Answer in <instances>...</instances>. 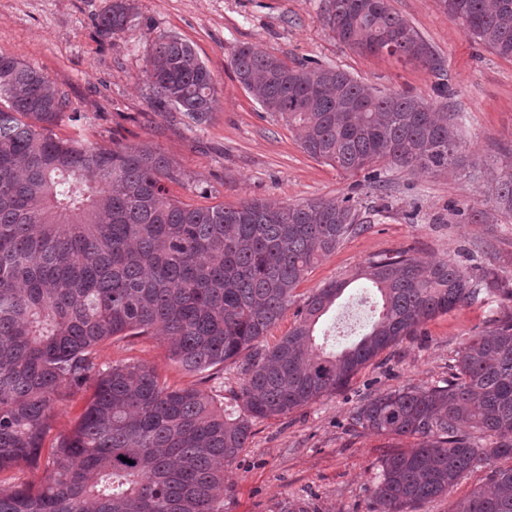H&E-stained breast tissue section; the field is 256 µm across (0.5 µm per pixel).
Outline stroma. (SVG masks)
Segmentation results:
<instances>
[{"label": "stroma", "mask_w": 512, "mask_h": 512, "mask_svg": "<svg viewBox=\"0 0 512 512\" xmlns=\"http://www.w3.org/2000/svg\"><path fill=\"white\" fill-rule=\"evenodd\" d=\"M112 0H0V51L43 72L83 112L81 125L62 121V138L104 146L112 141L159 149L180 173L170 195L190 207H228L259 199L279 204L350 195L361 203L363 232L309 270L292 304L259 339L262 347L286 335L295 312L316 288L348 281L322 318L317 341L339 350L358 341L375 318L378 296L354 280L368 258L401 249L425 260H450L470 275L488 266L512 278V217L472 224L467 213H493L494 178L512 163V59L465 33L438 0H389L444 64L450 99L438 98L435 77L420 64L385 54H362L342 44L323 21L322 0H134L128 28L108 40L95 21ZM175 36L191 44L211 69L219 103L208 122L187 126L176 112H156L145 70L152 42ZM249 44L285 61L310 58L350 73L381 93L408 92L458 113L468 161L434 173L385 163L382 189L363 173L350 174L311 158L278 116L265 112L237 81L235 49ZM502 301L480 294L435 317L417 335L386 349L341 391L286 416L255 421L237 458L224 469V512H279L302 499L313 512H368L384 456L411 448L413 439L352 427L350 411L377 394L447 379L458 352L499 316ZM156 367L167 386L194 385L224 407L236 406L241 362L189 373L153 337L103 344L96 364Z\"/></svg>", "instance_id": "stroma-1"}]
</instances>
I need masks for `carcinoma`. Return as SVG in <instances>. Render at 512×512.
Wrapping results in <instances>:
<instances>
[{
	"label": "carcinoma",
	"instance_id": "1",
	"mask_svg": "<svg viewBox=\"0 0 512 512\" xmlns=\"http://www.w3.org/2000/svg\"><path fill=\"white\" fill-rule=\"evenodd\" d=\"M488 49L512 59V0H440ZM132 0H112L99 37L125 31ZM343 44L423 65H444L383 0H323ZM238 82L295 131L313 159L355 173L379 162L433 173L462 165L456 114L405 92L378 95L348 72L292 65L243 44ZM151 105L201 124L218 104L212 71L176 36L156 39L147 62ZM85 119L41 70L0 52V473L38 462L64 389L96 368L115 337H156L185 371L244 360L237 413L194 385L171 388L146 364L97 373L73 429L55 439L37 487L0 489V512H224V466L256 419L284 416L343 387L429 320L484 291L508 306L458 353L447 380L367 399L355 427L419 439L381 461L371 512H413L446 496L470 470L512 460V279L479 278L448 260L407 251L368 260L354 276L381 299L361 339L339 351L316 327L350 282L316 289L288 334L256 342L321 259L361 232L352 197L297 204L251 200L189 208L169 195L180 173L149 145L62 139L63 119ZM496 210L512 216V166L495 178ZM133 461L128 464L122 458ZM451 512H512V466Z\"/></svg>",
	"mask_w": 512,
	"mask_h": 512
}]
</instances>
